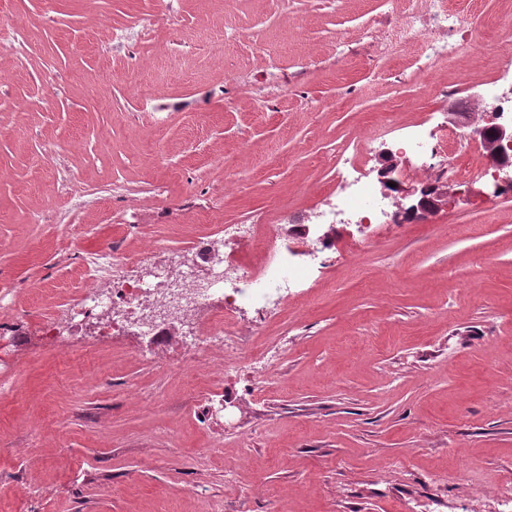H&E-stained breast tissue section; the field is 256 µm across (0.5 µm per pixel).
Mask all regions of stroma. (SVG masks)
I'll use <instances>...</instances> for the list:
<instances>
[{
    "instance_id": "obj_1",
    "label": "stroma",
    "mask_w": 512,
    "mask_h": 512,
    "mask_svg": "<svg viewBox=\"0 0 512 512\" xmlns=\"http://www.w3.org/2000/svg\"><path fill=\"white\" fill-rule=\"evenodd\" d=\"M400 7L0 0V28L27 26L0 46V512H512V196L493 184L440 183L429 220L368 238L336 225L318 277L264 316L238 307L201 365L182 333L73 315L88 254L117 248L137 280L202 240L234 251L228 224L311 223L350 135L373 185L428 169L390 131L447 114L431 84L466 72L485 125L474 94L502 52L430 74L373 55L364 24ZM48 71L56 97L29 108Z\"/></svg>"
}]
</instances>
